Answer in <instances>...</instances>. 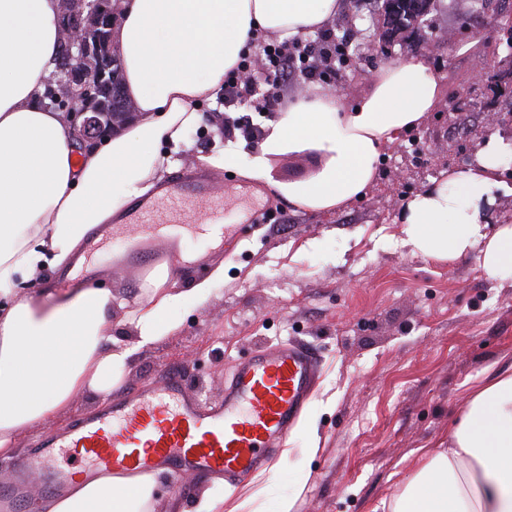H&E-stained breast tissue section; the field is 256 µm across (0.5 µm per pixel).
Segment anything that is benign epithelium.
<instances>
[{"label": "benign epithelium", "instance_id": "7a95c632", "mask_svg": "<svg viewBox=\"0 0 512 512\" xmlns=\"http://www.w3.org/2000/svg\"><path fill=\"white\" fill-rule=\"evenodd\" d=\"M117 12L112 0H59L56 21L64 43L77 49L75 63L67 66V77L58 82L57 96L74 104L75 138L82 144L94 142L105 128H116L132 115V108L121 112L102 109L95 86H109L112 68L120 55L112 43Z\"/></svg>", "mask_w": 512, "mask_h": 512}]
</instances>
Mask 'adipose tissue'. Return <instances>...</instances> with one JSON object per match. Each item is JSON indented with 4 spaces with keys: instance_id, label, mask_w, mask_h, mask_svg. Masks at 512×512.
I'll return each mask as SVG.
<instances>
[{
    "instance_id": "obj_1",
    "label": "adipose tissue",
    "mask_w": 512,
    "mask_h": 512,
    "mask_svg": "<svg viewBox=\"0 0 512 512\" xmlns=\"http://www.w3.org/2000/svg\"><path fill=\"white\" fill-rule=\"evenodd\" d=\"M343 0H119L112 41L135 116L102 144L73 146L65 113L39 100L60 50L58 0H0V460H12L22 430L58 419L83 392L111 394L139 349L172 335L174 311L196 308L223 280V266L187 288L167 266L145 279V299L127 311L136 340L112 334L116 300L108 288H44L48 276L82 266L89 232L154 190L188 132L203 122L198 105L214 98L245 45L265 36L304 38L327 27ZM373 89L345 103L314 85L266 122L247 154L230 146L197 160L205 166L267 178L273 152L314 151L322 162L308 179L280 185L298 208L344 207L373 184L383 149L436 108L441 77L422 59L388 64ZM512 142L494 136L470 167L441 172L406 204L402 246L454 262L477 253L491 280L512 287V224L485 232L486 205L502 187ZM41 285L20 293L19 284ZM159 472L133 477L85 474L43 512H154ZM251 494L232 508L216 488L198 489L191 512H293ZM391 512H512V374L477 389L448 434L424 449L422 464L393 497Z\"/></svg>"
}]
</instances>
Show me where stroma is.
I'll return each mask as SVG.
<instances>
[{
    "label": "stroma",
    "instance_id": "1",
    "mask_svg": "<svg viewBox=\"0 0 512 512\" xmlns=\"http://www.w3.org/2000/svg\"><path fill=\"white\" fill-rule=\"evenodd\" d=\"M501 12L485 11L463 30L448 0H439L425 27L372 46L363 69L337 84L346 101H355L371 91L374 71L413 57L442 77L437 108L384 150L363 197L311 213L267 187L260 201L281 209L279 223L227 235L220 246L183 234L180 250L193 260L173 266L179 287L218 265L224 280L202 306L177 312L173 335L138 351L117 398L159 386L169 366L204 401H220L236 360L281 342L310 347L319 364L307 402L317 411L319 449L307 486L296 488L305 439L294 429L279 476L260 469L225 488V505L261 489L269 496L298 493L296 512H387L421 449L446 440L474 389L512 372V288L488 279L476 255L448 265L412 254L399 242L398 224L405 203L431 179L468 168L491 135L512 139V123L492 125L486 115L512 109V81L472 83L504 43ZM200 110L204 122L188 134L185 158L219 146L253 151L259 139L225 135V123L241 117L260 128L270 118L250 105L225 110L215 99ZM185 158L174 171H187ZM269 163L273 179L288 182L310 177L320 158L287 153ZM101 403L78 395L56 422L23 431L17 459L0 464V486L38 452L40 437L97 414Z\"/></svg>",
    "mask_w": 512,
    "mask_h": 512
}]
</instances>
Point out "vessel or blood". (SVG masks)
<instances>
[{
  "label": "vessel or blood",
  "instance_id": "obj_1",
  "mask_svg": "<svg viewBox=\"0 0 512 512\" xmlns=\"http://www.w3.org/2000/svg\"><path fill=\"white\" fill-rule=\"evenodd\" d=\"M253 184L219 181L189 169L164 183L126 219L131 254L153 253L176 263L179 229L187 203L201 199L211 207L200 222L203 233L223 238L228 222L224 201L254 192ZM318 373L314 352L299 343L262 349L238 361L224 383V398L203 405L180 374L166 372L162 384L105 404L93 418L75 419L42 441L47 455L31 468L52 466L51 449L65 448L99 475H135L164 468L172 478L189 471L220 475L235 484L261 469L279 447L301 411Z\"/></svg>",
  "mask_w": 512,
  "mask_h": 512
}]
</instances>
